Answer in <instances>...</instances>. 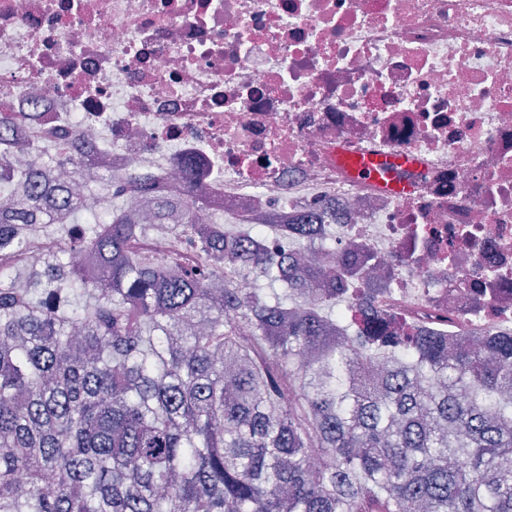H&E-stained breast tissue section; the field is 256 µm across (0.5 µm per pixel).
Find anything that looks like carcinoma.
<instances>
[{"label": "carcinoma", "mask_w": 512, "mask_h": 512, "mask_svg": "<svg viewBox=\"0 0 512 512\" xmlns=\"http://www.w3.org/2000/svg\"><path fill=\"white\" fill-rule=\"evenodd\" d=\"M17 120L0 105V254L66 232L26 288L0 265V512H512V336H384L333 236L335 268L298 236L285 267L269 225L163 198L197 264L160 259L114 203L139 176L96 212L14 167Z\"/></svg>", "instance_id": "carcinoma-1"}]
</instances>
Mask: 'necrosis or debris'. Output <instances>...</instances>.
Instances as JSON below:
<instances>
[{"label":"necrosis or debris","mask_w":512,"mask_h":512,"mask_svg":"<svg viewBox=\"0 0 512 512\" xmlns=\"http://www.w3.org/2000/svg\"><path fill=\"white\" fill-rule=\"evenodd\" d=\"M0 103L199 223L336 224L394 274L375 305L449 344L512 334V0H0ZM343 150L410 158V192Z\"/></svg>","instance_id":"necrosis-or-debris-1"}]
</instances>
